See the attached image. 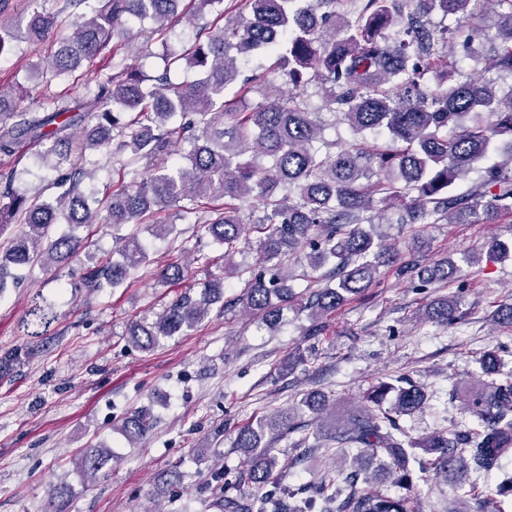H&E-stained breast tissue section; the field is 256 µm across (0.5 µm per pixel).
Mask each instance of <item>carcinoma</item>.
<instances>
[{
  "instance_id": "1",
  "label": "carcinoma",
  "mask_w": 512,
  "mask_h": 512,
  "mask_svg": "<svg viewBox=\"0 0 512 512\" xmlns=\"http://www.w3.org/2000/svg\"><path fill=\"white\" fill-rule=\"evenodd\" d=\"M84 7L68 23L56 12L34 10L25 26L0 25V56L13 43L52 42L45 60L33 64L28 78L63 81L93 66L112 51V70L98 75L94 87L74 102L51 99L38 112L16 107L18 84L0 83V156L17 154L28 142L38 147L43 167L57 172L46 184L45 199H32L14 187L23 171L0 169V232L25 225L0 252V293L17 285L25 269L79 261L87 288H117L148 263L149 255L131 232L118 238L119 259L101 263L83 251L73 229L84 224H143L167 208L176 218H194L224 245V276L208 275L199 297L189 293L172 302L147 325H130L132 342L145 350L159 339L197 327L219 303L226 309L224 282L244 278L236 297L246 313L274 327L281 304L293 299L288 258L301 257L319 270L334 262L325 285L314 289L305 308L314 322L336 312L376 281L385 264L421 286L460 277L452 261L424 269L398 262L387 250L376 224H494L512 215V0H245L249 17L224 7V0H189L184 14L195 30L183 48L162 54L163 65L149 75L137 62L129 22L149 20L154 33L182 0H69ZM433 14L455 23L450 29L429 20ZM467 32V57L478 76L455 79L453 36ZM275 54L285 93L265 74L245 75L239 58ZM197 71L181 80L173 64ZM261 100L246 104L250 94ZM347 124L354 139L338 146L322 136V111ZM385 130L391 143L367 141ZM182 142L172 157L173 140ZM104 155L112 170L143 162L150 177L121 184L100 195L98 162ZM482 176L468 191L454 185L476 166ZM222 198L224 206L206 210L204 199ZM249 205L259 240L260 265L229 264L244 229L242 209ZM71 232L58 235L59 220ZM369 224L365 229L363 224ZM455 302L432 304L429 318L454 319ZM57 314L43 296L29 300L20 323L32 339L51 335ZM426 394L403 378L379 381L341 419L328 415L329 400L309 392L301 406L317 419L318 432L343 447L380 453L396 482L407 488L414 449L435 454V469L462 477L488 472L512 450V380L477 388L468 410L482 426L476 431L438 430L418 443L403 439L399 418L418 410ZM291 412L261 418L240 429L233 447L248 458L245 478L263 485L278 465L266 431L283 432ZM149 430L141 411L125 417L120 431L131 445ZM103 445L83 451L78 466L91 477L107 462ZM344 487L329 481L277 503L286 512H417L410 493L364 488L360 470L341 472Z\"/></svg>"
}]
</instances>
